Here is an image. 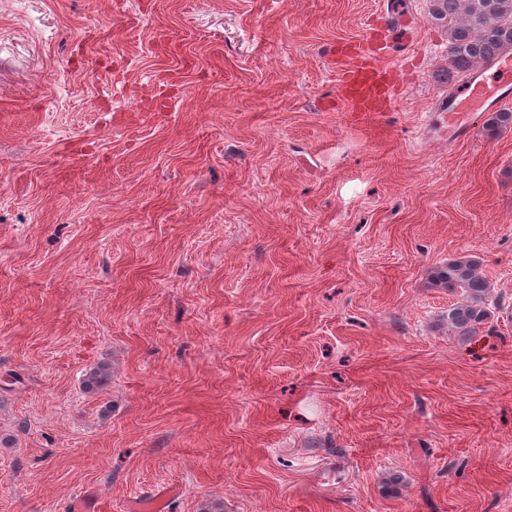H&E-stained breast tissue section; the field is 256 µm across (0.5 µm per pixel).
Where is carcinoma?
<instances>
[{
	"mask_svg": "<svg viewBox=\"0 0 512 512\" xmlns=\"http://www.w3.org/2000/svg\"><path fill=\"white\" fill-rule=\"evenodd\" d=\"M429 23L448 35V70L440 75L445 83L459 79L472 69L512 48V0H427ZM431 283L460 296L448 307V327L473 334L487 315L490 284L479 272V262L464 256L434 268ZM112 379L110 365L89 371L83 382L88 391L106 386Z\"/></svg>",
	"mask_w": 512,
	"mask_h": 512,
	"instance_id": "carcinoma-1",
	"label": "carcinoma"
}]
</instances>
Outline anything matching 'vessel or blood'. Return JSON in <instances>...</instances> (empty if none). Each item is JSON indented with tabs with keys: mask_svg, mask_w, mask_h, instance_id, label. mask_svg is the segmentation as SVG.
Returning <instances> with one entry per match:
<instances>
[{
	"mask_svg": "<svg viewBox=\"0 0 512 512\" xmlns=\"http://www.w3.org/2000/svg\"><path fill=\"white\" fill-rule=\"evenodd\" d=\"M337 94L356 112H379L388 102L390 65L374 27L347 44L337 63ZM512 100V51L506 50L452 84L435 99L432 109L448 124V144L469 140L474 132L471 116L494 112Z\"/></svg>",
	"mask_w": 512,
	"mask_h": 512,
	"instance_id": "1",
	"label": "vessel or blood"
}]
</instances>
